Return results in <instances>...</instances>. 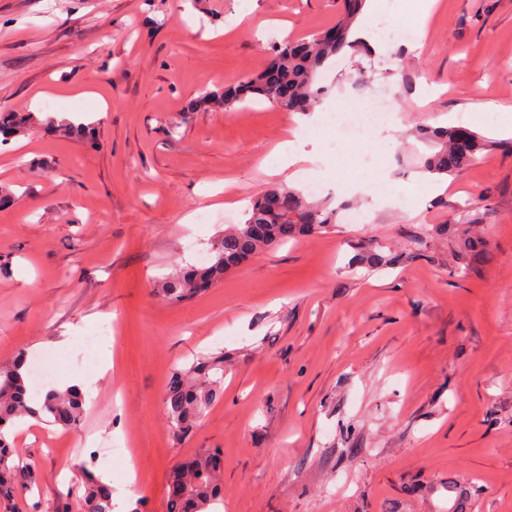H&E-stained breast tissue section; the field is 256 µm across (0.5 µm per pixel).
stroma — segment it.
Returning <instances> with one entry per match:
<instances>
[{
	"label": "stroma",
	"instance_id": "stroma-1",
	"mask_svg": "<svg viewBox=\"0 0 512 512\" xmlns=\"http://www.w3.org/2000/svg\"><path fill=\"white\" fill-rule=\"evenodd\" d=\"M377 2L383 52L317 76L320 111L395 104L346 141L299 135L304 114L266 103L202 102L261 69L272 39L331 27L341 0H0V111L41 120L0 151V363L22 352L53 382L92 379L77 429L11 428L38 481L0 512H76L88 472L110 474L112 512H166L170 471L205 448L223 453L218 512H512V0H437L414 43L387 18L418 21L421 0ZM73 112L93 138L42 124ZM426 125L490 147L430 178L401 136ZM286 141L305 157L292 187L327 178L331 206L364 223L337 217L168 303L166 278L286 183L265 165ZM375 173L404 197L381 195ZM461 208L492 253L464 277L432 234ZM202 212L211 223L185 224ZM369 239L398 262L349 269ZM105 320L101 376L77 356ZM198 355L223 357L224 392L180 440L164 391ZM124 441L131 496V464L104 450Z\"/></svg>",
	"mask_w": 512,
	"mask_h": 512
}]
</instances>
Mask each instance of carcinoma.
Wrapping results in <instances>:
<instances>
[{"label": "carcinoma", "instance_id": "1", "mask_svg": "<svg viewBox=\"0 0 512 512\" xmlns=\"http://www.w3.org/2000/svg\"><path fill=\"white\" fill-rule=\"evenodd\" d=\"M365 0H342V12L332 29L339 39L331 41L316 32L302 41L306 50H295L296 43L288 39L272 48L269 64L257 75L242 81L238 88L228 87L213 95L210 101L226 110L242 101L243 95L266 101L289 112H310L325 93L316 86L318 71L333 57L345 50L368 56L369 47L350 39L353 23ZM38 118L31 112H0V134L17 136L28 131ZM455 127H432L416 130V139L431 149L422 156V171L434 176L458 175L480 160L487 140L472 134L466 152L455 149ZM333 212L324 204L310 201L289 187H270L255 196L242 224L224 231L211 249L209 261L188 268L164 282L161 291L172 303H180L203 292L200 284L213 285L227 271L265 248L295 240L327 228ZM457 225L456 239L460 273L465 275L478 262L490 259L487 241L470 230L473 221L461 214L452 219ZM356 261L370 268L391 263L382 246L362 245ZM22 357L0 364V500L12 501L20 492H29L36 484V474L30 466L13 462V450L4 429L17 418L32 417L64 429H75L80 423L85 395L78 388L64 391L50 389L35 397L28 388ZM224 366L220 361L198 360L188 370L175 373L165 390L163 404L166 418L176 437L187 436L207 408L223 394ZM220 450H206L176 466L169 481L181 489L167 494V512H211L222 497L219 483ZM79 512H112V488L94 475L87 476L85 494L79 500Z\"/></svg>", "mask_w": 512, "mask_h": 512}]
</instances>
